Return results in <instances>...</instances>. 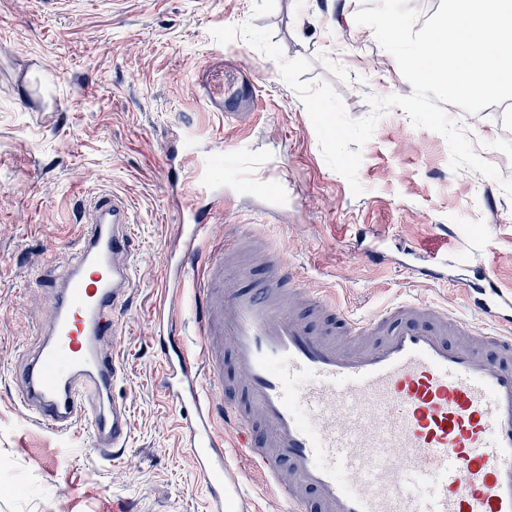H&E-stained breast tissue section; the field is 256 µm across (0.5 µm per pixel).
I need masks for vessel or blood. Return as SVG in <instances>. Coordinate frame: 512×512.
Returning <instances> with one entry per match:
<instances>
[{
	"mask_svg": "<svg viewBox=\"0 0 512 512\" xmlns=\"http://www.w3.org/2000/svg\"><path fill=\"white\" fill-rule=\"evenodd\" d=\"M216 188L199 170L180 213L174 267L197 283L195 346L177 333L169 288L154 306L164 394L181 410L207 512H249L250 483L272 489L282 512H512V292L487 270L465 285L497 333L421 300L355 318L262 239L266 279L225 287L247 266L242 237L208 240ZM132 222L116 194L91 199L72 256L37 279L52 324L17 375L28 417L58 434L87 424L105 456L129 437L112 386L125 372L113 315L135 285ZM414 271L446 280L448 258L423 256Z\"/></svg>",
	"mask_w": 512,
	"mask_h": 512,
	"instance_id": "1",
	"label": "vessel or blood"
}]
</instances>
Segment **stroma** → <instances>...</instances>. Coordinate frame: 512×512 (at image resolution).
<instances>
[{
    "label": "stroma",
    "mask_w": 512,
    "mask_h": 512,
    "mask_svg": "<svg viewBox=\"0 0 512 512\" xmlns=\"http://www.w3.org/2000/svg\"><path fill=\"white\" fill-rule=\"evenodd\" d=\"M362 0H98L61 8L0 0V512H206L202 481L178 446L179 410L160 387L162 355L149 317L163 286L180 212L166 152L191 136L198 153L223 145V196L210 231L227 227L284 246L300 278L362 316L419 299L468 320L463 267L512 284V199L498 182L453 172L445 139L414 127L398 107L362 148L361 194L330 169L305 107L277 63L212 28L252 22L271 30L285 58L310 59L302 81L325 82L354 119L368 96L411 95L394 58L354 21ZM475 152L512 177V112L452 113ZM244 152L273 161L288 198L265 212L254 180L238 181ZM101 188L131 206L137 280L122 317L126 371L112 396L130 433L118 459L98 454L89 429L67 436L29 419L15 377L50 322L38 273L63 263ZM391 263L363 261V241ZM448 252L461 267L433 283L402 268L404 248Z\"/></svg>",
    "instance_id": "35a3bbf8"
}]
</instances>
